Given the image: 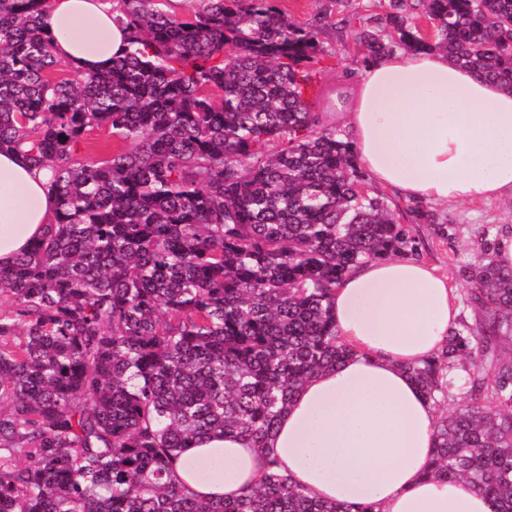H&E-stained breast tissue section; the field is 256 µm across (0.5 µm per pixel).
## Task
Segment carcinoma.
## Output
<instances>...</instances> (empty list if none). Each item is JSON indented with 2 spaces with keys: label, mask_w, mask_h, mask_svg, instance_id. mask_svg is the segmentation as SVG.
<instances>
[{
  "label": "carcinoma",
  "mask_w": 512,
  "mask_h": 512,
  "mask_svg": "<svg viewBox=\"0 0 512 512\" xmlns=\"http://www.w3.org/2000/svg\"><path fill=\"white\" fill-rule=\"evenodd\" d=\"M46 2L0 0V148L50 170L58 199L56 223L0 268V512H374L311 498L271 457L234 500L191 497L174 472L207 435L267 448L298 387L354 353L336 286L419 255L353 143L310 111L329 17L122 0L123 54L55 80ZM355 39L366 65L438 49L512 88V0H387ZM89 128L131 149L86 164ZM491 245L458 270L480 320L405 372L435 405L461 399L429 474L512 512V269Z\"/></svg>",
  "instance_id": "1"
}]
</instances>
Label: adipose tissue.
<instances>
[{"label": "adipose tissue", "mask_w": 512, "mask_h": 512, "mask_svg": "<svg viewBox=\"0 0 512 512\" xmlns=\"http://www.w3.org/2000/svg\"><path fill=\"white\" fill-rule=\"evenodd\" d=\"M120 0H48L54 55L90 73L121 55L128 35ZM352 134L377 186L418 203L512 200V89L479 78L438 52L377 58L332 113ZM48 170L0 151V268H9L56 220ZM331 311L354 351L294 394L269 446L310 497L370 503L376 512H497L465 480L428 476L438 416L404 372L439 351L459 311L447 278L420 259L393 257L351 271ZM263 454L237 436L199 441L176 464L205 498L256 487Z\"/></svg>", "instance_id": "1"}]
</instances>
